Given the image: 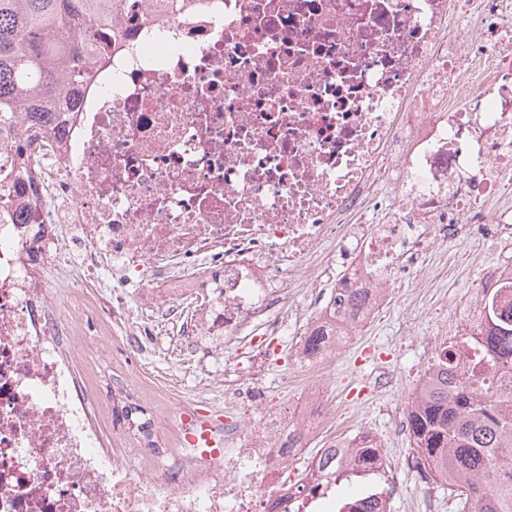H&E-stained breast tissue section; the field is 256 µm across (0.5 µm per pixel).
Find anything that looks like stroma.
Masks as SVG:
<instances>
[{
  "instance_id": "35a3bbf8",
  "label": "stroma",
  "mask_w": 512,
  "mask_h": 512,
  "mask_svg": "<svg viewBox=\"0 0 512 512\" xmlns=\"http://www.w3.org/2000/svg\"><path fill=\"white\" fill-rule=\"evenodd\" d=\"M512 263V242L494 238L475 241L459 238L448 244L447 259L433 286L421 287L409 280L389 306L363 326L337 357L327 378V399L345 417L340 427L317 437L311 448L289 466L288 479H301L317 449L327 447L336 437L370 434L382 444L386 457V478L394 492L387 512H456V499L444 483L426 484L411 464L409 433L396 430L433 362L439 347L469 333L464 320L475 297L483 267ZM55 284L56 303L67 312L72 287L84 296L102 301L111 296L107 284L111 269L89 278L80 268L64 271L47 269ZM126 321L110 322L102 342L105 356L92 364L88 374L96 398L93 413L103 415L108 428L105 445L129 448L126 459L138 469L139 454L151 455L156 466H163L175 447L174 436L155 431L158 420L184 411L224 410V368L231 362H248L246 348L234 354L211 351L200 336L186 332L182 321L160 324L153 337L136 338ZM277 362L266 366L263 376L271 387L273 407L296 411L301 392L300 371L293 361L291 341L281 338ZM396 380L390 391H380L374 380L380 372ZM140 406L139 421L151 424L150 435L139 433L122 414L125 405Z\"/></svg>"
}]
</instances>
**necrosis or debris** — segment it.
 I'll list each match as a JSON object with an SVG mask.
<instances>
[{
    "mask_svg": "<svg viewBox=\"0 0 512 512\" xmlns=\"http://www.w3.org/2000/svg\"><path fill=\"white\" fill-rule=\"evenodd\" d=\"M119 34L74 107L35 125L0 121V512H331V472L306 493L286 470L328 420L268 405V335L292 320L330 330L335 357L424 256L493 224L512 238V0H126ZM490 60L485 83L467 62ZM362 289L358 311L289 312L322 278L323 251ZM80 257L112 265V307L83 329L34 275ZM139 288L158 316L200 307L214 350L247 340L226 369L224 451L188 445L161 471L103 454L74 352L132 318Z\"/></svg>",
    "mask_w": 512,
    "mask_h": 512,
    "instance_id": "necrosis-or-debris-1",
    "label": "necrosis or debris"
}]
</instances>
